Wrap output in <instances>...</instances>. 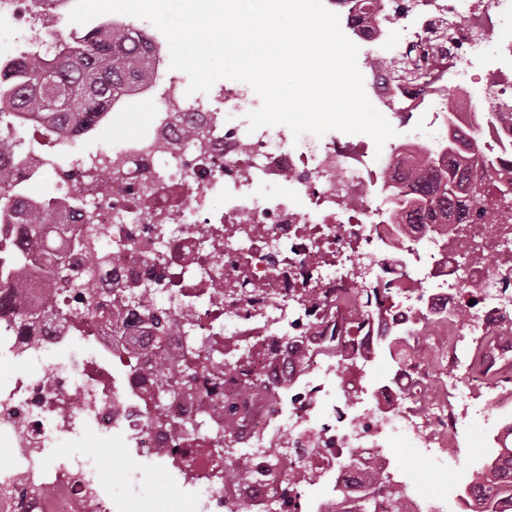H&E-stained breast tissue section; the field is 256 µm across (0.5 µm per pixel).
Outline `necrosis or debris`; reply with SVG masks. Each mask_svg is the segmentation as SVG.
I'll return each mask as SVG.
<instances>
[{"mask_svg":"<svg viewBox=\"0 0 512 512\" xmlns=\"http://www.w3.org/2000/svg\"><path fill=\"white\" fill-rule=\"evenodd\" d=\"M358 2L327 6L358 39L376 108L392 113L397 134L380 155L333 133L250 130L249 87L191 94L171 70L145 87L138 132L108 146L45 131L25 139V119L0 112V197L50 177V197L32 202L66 227L35 240L27 270L8 282L30 324L23 336L0 321V360L17 369L0 379V444L12 456L0 468V512H113L97 459L53 448L55 435L76 441L89 426L132 448L134 465L181 480L193 512H240L245 500L254 512H329L337 491L352 502L365 494V472L389 465L398 437L426 458L447 452L454 466L468 452L512 445V381L499 375L512 362V301L501 297L512 288V199L499 201L504 221L492 226L396 224L389 204L403 146L447 167L437 141L451 117L476 135L473 156L498 157L502 181L512 180V130L475 104L512 98V41L500 37L512 0H392L389 27L376 30L360 23ZM56 10L55 0H0L1 80L27 57L51 63L45 36ZM74 238L79 273L110 319L82 321V300L43 263L44 244L65 256ZM360 255L377 259V281L391 291L377 318L352 290ZM135 287L181 320L162 345L143 337V309L125 300ZM310 294L321 303L309 310ZM384 322L417 338L424 324L451 323L437 366L414 353L387 380H366ZM489 337L479 381L469 351ZM215 363L229 374L211 376ZM31 364L36 374H26ZM341 364L353 378H339ZM191 370L194 392L157 412L161 377ZM250 378L286 388L287 403L243 399ZM224 402L237 407L235 450L218 458L224 417L212 406ZM277 439L290 464L314 473L310 496L281 471H258ZM228 468L247 483L225 485Z\"/></svg>","mask_w":512,"mask_h":512,"instance_id":"necrosis-or-debris-1","label":"necrosis or debris"}]
</instances>
